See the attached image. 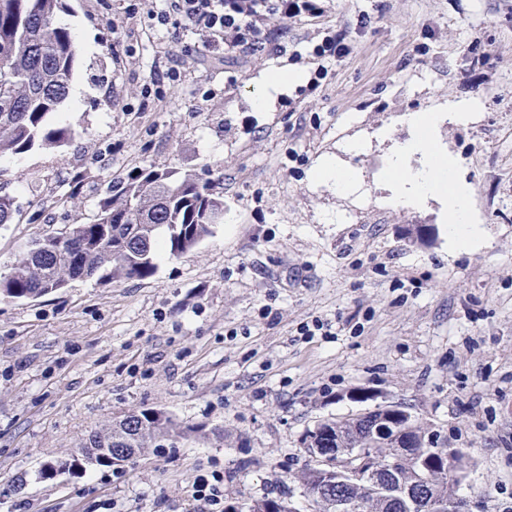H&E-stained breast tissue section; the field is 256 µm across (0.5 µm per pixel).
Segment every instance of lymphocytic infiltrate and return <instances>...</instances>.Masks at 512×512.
Here are the masks:
<instances>
[{"mask_svg": "<svg viewBox=\"0 0 512 512\" xmlns=\"http://www.w3.org/2000/svg\"><path fill=\"white\" fill-rule=\"evenodd\" d=\"M320 0H163L154 28L196 35L216 53H281V25L321 17Z\"/></svg>", "mask_w": 512, "mask_h": 512, "instance_id": "lymphocytic-infiltrate-1", "label": "lymphocytic infiltrate"}]
</instances>
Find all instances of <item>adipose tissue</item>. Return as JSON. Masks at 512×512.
I'll return each instance as SVG.
<instances>
[{
	"mask_svg": "<svg viewBox=\"0 0 512 512\" xmlns=\"http://www.w3.org/2000/svg\"><path fill=\"white\" fill-rule=\"evenodd\" d=\"M440 120L435 112L411 114L408 123L414 135L398 149L384 176L395 187L394 203L417 206L430 198L441 199L448 210V235L467 251L479 240L481 229L472 221L469 184L458 176L454 158L434 143L433 132ZM416 155L423 159L417 168L410 164Z\"/></svg>",
	"mask_w": 512,
	"mask_h": 512,
	"instance_id": "adipose-tissue-1",
	"label": "adipose tissue"
}]
</instances>
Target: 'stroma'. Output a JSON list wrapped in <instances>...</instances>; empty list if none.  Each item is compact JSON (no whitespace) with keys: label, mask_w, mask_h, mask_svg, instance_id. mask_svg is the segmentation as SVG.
<instances>
[{"label":"stroma","mask_w":512,"mask_h":512,"mask_svg":"<svg viewBox=\"0 0 512 512\" xmlns=\"http://www.w3.org/2000/svg\"><path fill=\"white\" fill-rule=\"evenodd\" d=\"M159 6L65 0L82 92L60 116L74 138L0 157L18 209L0 226V273L32 239L89 222L108 181L148 163L212 184L224 221L180 257L159 250L149 278L0 300V512H193L197 477L214 471L236 502L287 486L306 512L303 437L373 410L361 390L469 452L459 493L478 512H512V0H326L316 21L289 23L286 53L221 60L191 33L151 30ZM330 31L355 49L313 91L310 50ZM274 68L302 80L267 112L254 100ZM462 99L474 120L443 122L436 140L485 231L467 253L441 201L398 209L384 180L412 134L405 114ZM324 157L353 191L313 178ZM142 409L189 434L119 469L45 473Z\"/></svg>","instance_id":"1"}]
</instances>
